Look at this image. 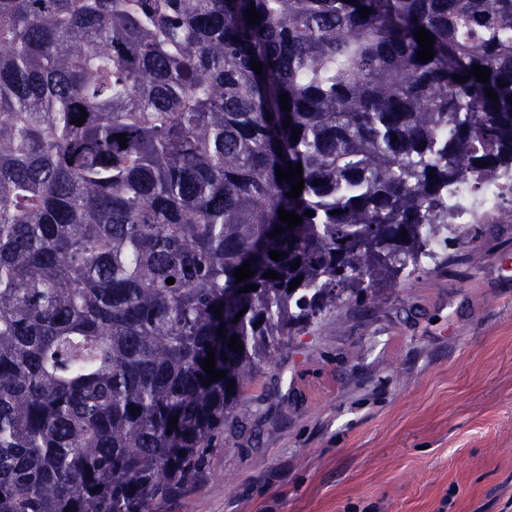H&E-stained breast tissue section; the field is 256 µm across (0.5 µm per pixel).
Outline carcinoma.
I'll list each match as a JSON object with an SVG mask.
<instances>
[{
	"label": "carcinoma",
	"instance_id": "obj_1",
	"mask_svg": "<svg viewBox=\"0 0 512 512\" xmlns=\"http://www.w3.org/2000/svg\"><path fill=\"white\" fill-rule=\"evenodd\" d=\"M511 167L512 0H0V512H148L282 338L417 266L448 191Z\"/></svg>",
	"mask_w": 512,
	"mask_h": 512
}]
</instances>
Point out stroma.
I'll return each mask as SVG.
<instances>
[{"instance_id": "stroma-1", "label": "stroma", "mask_w": 512, "mask_h": 512, "mask_svg": "<svg viewBox=\"0 0 512 512\" xmlns=\"http://www.w3.org/2000/svg\"><path fill=\"white\" fill-rule=\"evenodd\" d=\"M284 338L150 512H512V223Z\"/></svg>"}]
</instances>
